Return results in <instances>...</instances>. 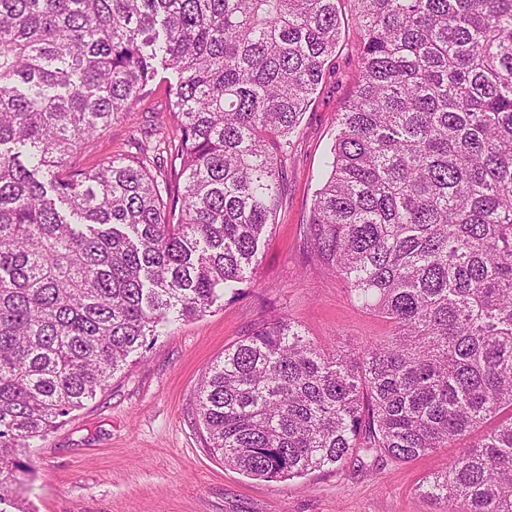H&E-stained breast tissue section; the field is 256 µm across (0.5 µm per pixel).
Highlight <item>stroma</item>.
<instances>
[{
  "mask_svg": "<svg viewBox=\"0 0 512 512\" xmlns=\"http://www.w3.org/2000/svg\"><path fill=\"white\" fill-rule=\"evenodd\" d=\"M338 8L336 54L290 138L283 201L250 279L202 317L163 330L104 391L34 441L20 491L30 512H443L422 485L459 444L406 463L372 454L338 470L263 481L225 466L198 416L208 368L262 316H284L306 337L349 350L390 330L320 266L305 236L336 113L359 73L355 0H339ZM170 104L168 82L157 76L135 121H114L81 154V165L130 154L159 126L175 137L165 123Z\"/></svg>",
  "mask_w": 512,
  "mask_h": 512,
  "instance_id": "stroma-1",
  "label": "stroma"
}]
</instances>
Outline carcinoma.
<instances>
[{
  "mask_svg": "<svg viewBox=\"0 0 512 512\" xmlns=\"http://www.w3.org/2000/svg\"><path fill=\"white\" fill-rule=\"evenodd\" d=\"M337 2L0 0V512H29L31 441L247 281ZM356 3L359 76L308 236L391 334L342 350L266 317L209 367L199 417L225 465L267 481L482 428L424 493L512 512V0ZM161 69L177 192L152 174L151 131L81 167Z\"/></svg>",
  "mask_w": 512,
  "mask_h": 512,
  "instance_id": "carcinoma-1",
  "label": "carcinoma"
}]
</instances>
